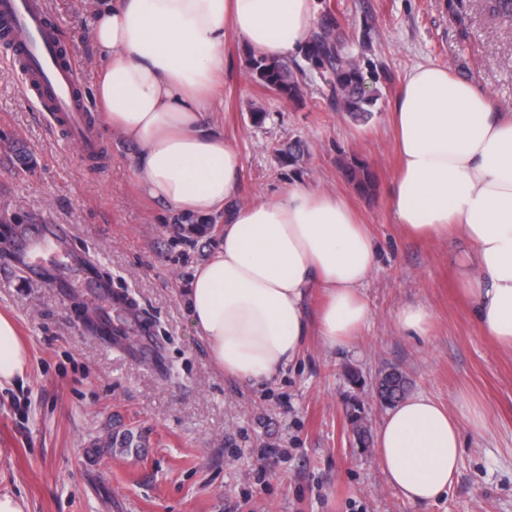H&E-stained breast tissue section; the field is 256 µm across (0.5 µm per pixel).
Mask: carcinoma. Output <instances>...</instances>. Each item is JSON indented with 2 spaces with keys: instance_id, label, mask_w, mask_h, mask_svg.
Here are the masks:
<instances>
[{
  "instance_id": "obj_1",
  "label": "carcinoma",
  "mask_w": 512,
  "mask_h": 512,
  "mask_svg": "<svg viewBox=\"0 0 512 512\" xmlns=\"http://www.w3.org/2000/svg\"><path fill=\"white\" fill-rule=\"evenodd\" d=\"M332 10L326 8L310 34L300 54L309 70L317 73L325 87L332 93L336 101V110L355 121H367L372 116L377 98L367 90V80L374 73L372 62L367 67L351 59L347 40L335 35L329 24ZM249 77L252 81L266 88L278 97L294 104L303 102L304 86L293 75L288 66L280 61L271 62L252 54L246 58ZM282 167L289 174H303V164L308 149L305 143L296 139L286 148L274 149ZM340 168L345 179L361 194H368L374 186V179L368 166L361 160L343 159ZM217 223V218L185 217L176 215L173 224L177 233L190 237L207 232ZM408 389V380L402 373L389 379V384L380 392L382 402L393 405L402 399ZM353 429L360 441L368 438L367 426L362 415V408L356 401L350 404L348 413Z\"/></svg>"
}]
</instances>
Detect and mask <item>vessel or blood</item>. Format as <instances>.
Instances as JSON below:
<instances>
[{
    "label": "vessel or blood",
    "instance_id": "vessel-or-blood-1",
    "mask_svg": "<svg viewBox=\"0 0 512 512\" xmlns=\"http://www.w3.org/2000/svg\"><path fill=\"white\" fill-rule=\"evenodd\" d=\"M0 44L38 109L84 159L97 158L96 120L81 92L77 54L60 39L42 0H0Z\"/></svg>",
    "mask_w": 512,
    "mask_h": 512
}]
</instances>
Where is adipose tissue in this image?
<instances>
[{"label": "adipose tissue", "instance_id": "ef3b65f1", "mask_svg": "<svg viewBox=\"0 0 512 512\" xmlns=\"http://www.w3.org/2000/svg\"><path fill=\"white\" fill-rule=\"evenodd\" d=\"M321 15L319 0H98L91 22L105 128L135 148L142 197L174 214L224 223L219 246L194 271L186 303L196 336L225 376L273 380L310 331L350 345L370 318L362 293L376 246L336 193L289 183L271 200L238 203V150L208 119L224 79V38L255 55L297 56ZM389 121L399 172L389 187L398 223L426 240L458 234L467 306L485 335L512 349V113L450 67L421 64ZM324 301L308 321L311 289ZM29 354L0 314V387L24 376ZM461 429L422 394L392 406L375 438L387 480L406 500L446 494L458 470Z\"/></svg>", "mask_w": 512, "mask_h": 512}]
</instances>
